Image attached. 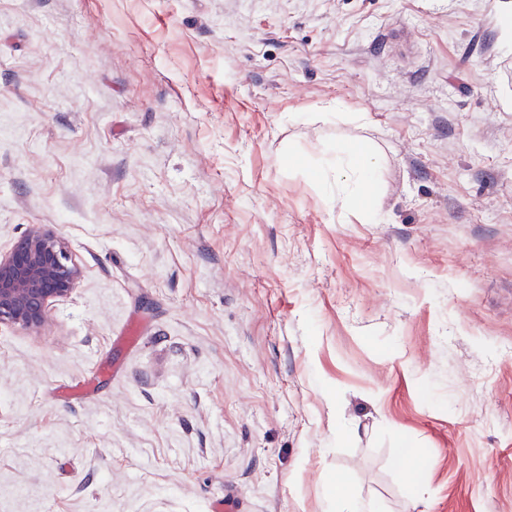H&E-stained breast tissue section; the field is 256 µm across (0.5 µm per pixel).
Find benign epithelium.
<instances>
[{
    "instance_id": "benign-epithelium-1",
    "label": "benign epithelium",
    "mask_w": 512,
    "mask_h": 512,
    "mask_svg": "<svg viewBox=\"0 0 512 512\" xmlns=\"http://www.w3.org/2000/svg\"><path fill=\"white\" fill-rule=\"evenodd\" d=\"M81 277L65 240L43 224L32 225L0 254V327L39 332L53 303L70 296Z\"/></svg>"
}]
</instances>
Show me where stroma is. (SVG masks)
Segmentation results:
<instances>
[{"mask_svg":"<svg viewBox=\"0 0 512 512\" xmlns=\"http://www.w3.org/2000/svg\"><path fill=\"white\" fill-rule=\"evenodd\" d=\"M507 2L0 0V512H512ZM375 159L361 151L350 149L336 155V165L332 169L344 176L346 183L353 184L357 189L373 185V169ZM82 277L65 240L34 224L7 254H0V327L38 333L53 303L70 296ZM325 497L336 512H373L370 506L358 504L353 500L339 477L330 485Z\"/></svg>","mask_w":512,"mask_h":512,"instance_id":"stroma-1","label":"stroma"}]
</instances>
